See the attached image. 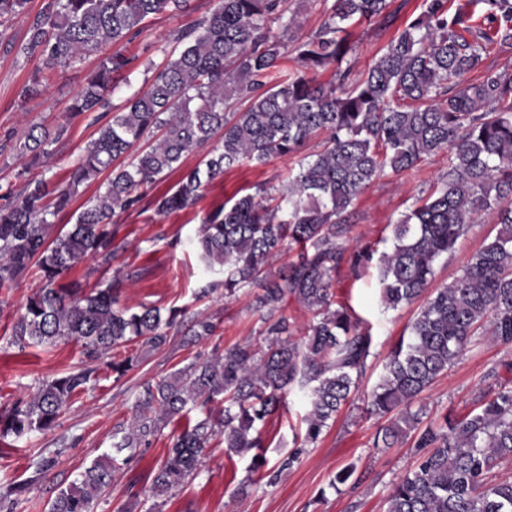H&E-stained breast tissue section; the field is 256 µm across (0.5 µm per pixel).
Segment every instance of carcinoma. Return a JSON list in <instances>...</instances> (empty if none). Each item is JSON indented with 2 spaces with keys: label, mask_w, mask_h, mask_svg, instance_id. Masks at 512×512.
<instances>
[{
  "label": "carcinoma",
  "mask_w": 512,
  "mask_h": 512,
  "mask_svg": "<svg viewBox=\"0 0 512 512\" xmlns=\"http://www.w3.org/2000/svg\"><path fill=\"white\" fill-rule=\"evenodd\" d=\"M483 5V17L473 7ZM189 0H47L17 53L38 56L44 68L19 91L26 103L51 77L106 45L138 38L145 20L185 11ZM281 0H218L203 21L183 29L184 47L155 66L149 85L135 93L98 129L61 188L28 178L22 189L0 194V291L13 288L30 267L43 286L29 296L12 328L13 343L53 347L78 343L91 361L120 378L138 366L120 353L139 343H167L185 308L120 304V281L85 293L59 284L86 259L112 261V217L136 208L180 160L205 149V168L183 175L157 199L162 213L195 206L205 187L243 161L264 163L297 153L323 137L322 149L300 165L278 196L245 195L209 213L198 247L231 297L259 288L251 310L265 328L264 344H235L147 382L129 424L112 432L111 451L98 456L46 504L47 512H97L140 449L171 423L184 426L147 474L144 498L117 512H161L169 494L198 474L213 442L251 456L257 471L268 464L262 429L286 408L294 386L309 403L303 443L316 444L342 406L359 389L371 353L370 328L336 302V271L345 260L347 212L372 180L399 175L440 153L448 154L441 187L402 216L378 268L381 302L396 309L421 297L436 261L453 251L470 225L488 216L494 238L475 252L461 273L429 295L390 351L368 396L370 412L398 407V420L379 429L374 443L392 448L421 423L413 401L446 374L468 346L489 336L512 344V76L484 68L492 46L512 42V0H423L421 11L390 40L350 88L348 26L386 18L389 0H334L320 27L294 41L292 57L269 23ZM497 23L490 31L484 21ZM135 58L120 51L101 57L74 97L75 115L104 107L116 80ZM334 67L338 83L317 84L309 73ZM65 133L33 124L17 153L31 164L53 154ZM108 173L104 191L89 199L75 224L54 234L52 218L79 188ZM298 248L278 275L269 260ZM292 298L310 314L305 335L294 337L283 302ZM96 369L79 368L44 379L27 397L0 409V438L28 440L53 429ZM197 411L202 417L191 418ZM414 448V468L399 476L386 512H512V481H493L512 461V389L482 401L479 410L426 426ZM55 460L35 462L24 484L0 490V512H13L15 496L30 491Z\"/></svg>",
  "instance_id": "cac0c4a2"
}]
</instances>
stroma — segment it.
I'll list each match as a JSON object with an SVG mask.
<instances>
[{
	"instance_id": "35a3bbf8",
	"label": "stroma",
	"mask_w": 512,
	"mask_h": 512,
	"mask_svg": "<svg viewBox=\"0 0 512 512\" xmlns=\"http://www.w3.org/2000/svg\"><path fill=\"white\" fill-rule=\"evenodd\" d=\"M422 3L423 0H391L388 22L352 27L353 51L349 60L354 74L363 73L380 56L397 31L419 12ZM43 4L44 0H28L22 13L0 22V188L21 185L19 173L25 161L18 157L15 145L30 124L66 129L54 156L40 167L56 184L66 182L85 146L97 136V128L89 118L73 116L69 107L95 68L98 55H90L54 76L45 91L26 107L18 105L21 87L42 62L16 54L14 47L23 40ZM286 5L289 12L298 15L301 28L288 31L279 21L272 22L271 28L289 48L295 39L319 27L329 3L286 0ZM215 6L216 0H190L186 11L168 12L149 20L141 36L122 47L125 54L137 56L138 61L127 80L119 82L109 94L110 104H123L134 92L146 88L153 78L146 69L147 62L158 64L170 56L175 49L173 34L208 16ZM320 148L321 141L316 138L302 148L300 155L275 157L263 165L241 163L211 182L194 209L158 213L156 197L173 189L182 171L202 165L203 153H194L185 159L181 171L159 181L137 211L113 216L111 263L103 266L95 260L84 261L64 277V284H78L89 291L118 274L122 277V303L154 304L164 309L186 306L211 317L216 329L207 340L194 343L187 335L190 325L185 322L172 331L162 348L135 347L141 362L134 370L120 378L97 371L94 382L73 401L54 429L15 443L10 456L0 458V486L9 480L21 483L33 476L40 457L57 459L35 489L22 496L15 512H45L46 503L57 488L66 486L82 466L111 448L113 428L129 422L131 407L144 383L234 344L261 342L264 325L248 309L253 292L233 300L219 292L204 299L198 296L201 288L219 278L218 273L207 269L196 245L201 220L209 211L241 196L281 188L288 177L298 173L301 156ZM447 165V155L440 154L401 175L385 173L376 177L352 208L350 235L355 245L374 243L379 250H389L394 224L415 207L418 198L438 187ZM494 233L492 220L472 225L454 250L437 261L434 286L451 282ZM40 286L39 278L29 273L20 276L11 290L0 292L2 408L29 394L38 381L89 364L76 343L23 350L12 346V325L27 297ZM336 298L370 325L373 336L357 396L343 406L316 445L304 448L299 436L304 431L302 418L307 405L297 389H290L287 413L269 423L264 431L270 465L298 453V460L290 468L272 482L266 472L250 469L249 458H231L224 448H216L204 460L198 475L168 500L164 512H385L393 482L414 464V442L408 439L392 448L375 447L377 431L390 419L370 413L367 396L383 372L387 355L406 334L422 304L416 301L394 310L384 309L377 271L369 270L358 278L347 263L336 274ZM502 386L512 387V346L485 337L467 348L448 374L426 388L414 405L422 409L424 423L440 424L445 417H458L476 409L484 395ZM168 444L167 438H160L129 465L103 505V512H116L130 497L143 493L144 476L162 458ZM347 467L352 468V476L345 484L334 485L337 472Z\"/></svg>"
}]
</instances>
